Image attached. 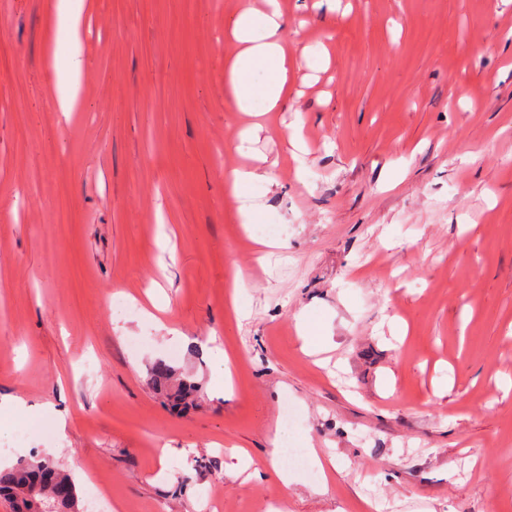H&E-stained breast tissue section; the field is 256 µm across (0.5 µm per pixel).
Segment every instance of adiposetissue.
I'll list each match as a JSON object with an SVG mask.
<instances>
[{"mask_svg":"<svg viewBox=\"0 0 512 512\" xmlns=\"http://www.w3.org/2000/svg\"><path fill=\"white\" fill-rule=\"evenodd\" d=\"M269 11L262 14L252 8L240 10L233 35L236 49L228 58L229 84L238 111L250 113L256 102L273 111L283 99L288 76V46L282 36L286 25L277 0H268ZM83 0H59L58 22L67 32L73 60L56 70L57 111L72 112L82 76L80 21ZM263 80H255L256 71Z\"/></svg>","mask_w":512,"mask_h":512,"instance_id":"1","label":"adipose tissue"}]
</instances>
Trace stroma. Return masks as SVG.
<instances>
[{
    "instance_id": "35a3bbf8",
    "label": "stroma",
    "mask_w": 512,
    "mask_h": 512,
    "mask_svg": "<svg viewBox=\"0 0 512 512\" xmlns=\"http://www.w3.org/2000/svg\"><path fill=\"white\" fill-rule=\"evenodd\" d=\"M240 2L84 0L66 115L57 0H0V437L33 428L6 461L121 512H512V0H279L288 94L250 117ZM276 439L323 473L282 485ZM154 386L164 391L174 408L187 410L196 404L198 386L184 379L176 381V370L163 360L156 361L151 367Z\"/></svg>"
}]
</instances>
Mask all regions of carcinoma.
<instances>
[{
    "label": "carcinoma",
    "instance_id": "cac0c4a2",
    "mask_svg": "<svg viewBox=\"0 0 512 512\" xmlns=\"http://www.w3.org/2000/svg\"><path fill=\"white\" fill-rule=\"evenodd\" d=\"M154 386L165 392L174 408L188 409L196 404L198 386L176 379V370L163 360L151 367ZM0 497L7 499L13 512H80L79 497L71 474L50 457L20 459L0 469Z\"/></svg>",
    "mask_w": 512,
    "mask_h": 512
}]
</instances>
